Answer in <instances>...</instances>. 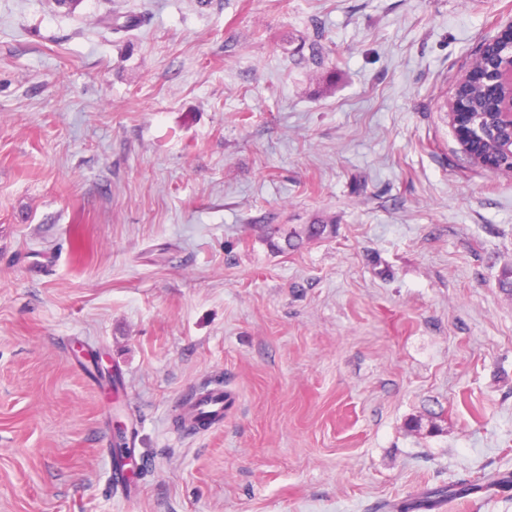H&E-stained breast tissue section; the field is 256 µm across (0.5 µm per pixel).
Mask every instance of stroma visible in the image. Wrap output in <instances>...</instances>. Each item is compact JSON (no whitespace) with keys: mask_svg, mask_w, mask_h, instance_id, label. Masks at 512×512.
<instances>
[{"mask_svg":"<svg viewBox=\"0 0 512 512\" xmlns=\"http://www.w3.org/2000/svg\"><path fill=\"white\" fill-rule=\"evenodd\" d=\"M510 21L512 0H0V512H396L512 476V176L448 119ZM212 380L223 421L175 431ZM465 490L451 489V488H438L426 494L422 499H408L396 504L397 512H417L425 505L427 508H433L440 505L442 502L447 501L449 498H454L463 495Z\"/></svg>","mask_w":512,"mask_h":512,"instance_id":"1","label":"stroma"}]
</instances>
